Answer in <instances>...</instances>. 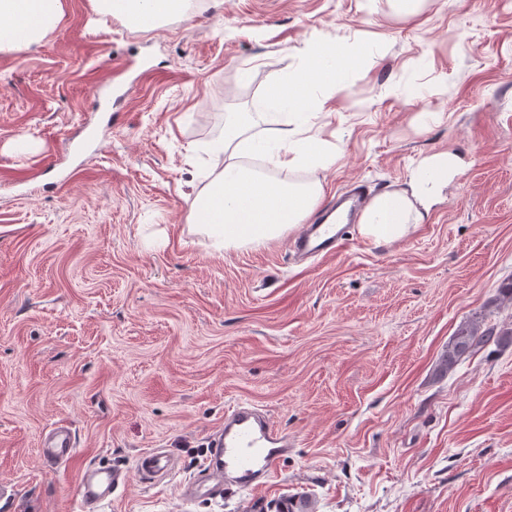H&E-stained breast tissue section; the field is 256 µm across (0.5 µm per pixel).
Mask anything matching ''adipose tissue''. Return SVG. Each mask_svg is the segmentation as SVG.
<instances>
[{
    "label": "adipose tissue",
    "mask_w": 512,
    "mask_h": 512,
    "mask_svg": "<svg viewBox=\"0 0 512 512\" xmlns=\"http://www.w3.org/2000/svg\"><path fill=\"white\" fill-rule=\"evenodd\" d=\"M108 13L130 25L151 28L166 16L183 14L185 0H98ZM64 16L63 0H0V52L40 45ZM342 68L339 55L327 49L299 54L296 71L266 93L269 109L282 113L280 126L252 133V116L241 112L224 123L222 139L209 144L223 167L212 169L209 182L190 204L191 213L215 250L259 246L281 238L315 214L324 194L320 181L283 180L251 165L254 157L293 170L323 167L332 160L323 142L313 138V115L306 106L318 84L334 85ZM455 171L445 154L423 160L404 189L370 200L359 219L361 234L376 243L404 239L425 223Z\"/></svg>",
    "instance_id": "ef3b65f1"
}]
</instances>
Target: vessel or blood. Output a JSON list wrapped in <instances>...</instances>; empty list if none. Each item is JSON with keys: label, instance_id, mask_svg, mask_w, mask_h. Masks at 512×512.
Listing matches in <instances>:
<instances>
[{"label": "vessel or blood", "instance_id": "obj_1", "mask_svg": "<svg viewBox=\"0 0 512 512\" xmlns=\"http://www.w3.org/2000/svg\"><path fill=\"white\" fill-rule=\"evenodd\" d=\"M347 243L343 229L332 224L302 225L290 243L296 255L330 257L341 252ZM212 448L202 463V478L187 486L190 494L219 495L224 491L228 473L271 479L288 453L291 443L287 432L278 427L266 414L247 403L238 404L224 415V421L212 433ZM76 451L75 440L66 426L56 427L47 437L43 457L45 461H67ZM136 470L147 479H162L173 474L175 462L164 449L156 448L140 453L135 460ZM123 470L93 467L78 483L81 512H99L102 502L124 484Z\"/></svg>", "mask_w": 512, "mask_h": 512}]
</instances>
